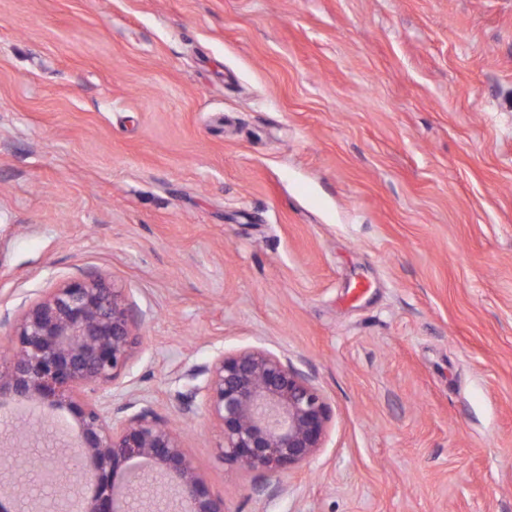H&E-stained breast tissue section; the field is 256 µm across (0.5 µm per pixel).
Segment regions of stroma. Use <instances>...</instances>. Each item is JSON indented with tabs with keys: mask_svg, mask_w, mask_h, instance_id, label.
Wrapping results in <instances>:
<instances>
[{
	"mask_svg": "<svg viewBox=\"0 0 512 512\" xmlns=\"http://www.w3.org/2000/svg\"><path fill=\"white\" fill-rule=\"evenodd\" d=\"M84 275L224 512H512V0H0V346ZM252 348L332 414L273 477L181 409Z\"/></svg>",
	"mask_w": 512,
	"mask_h": 512,
	"instance_id": "stroma-1",
	"label": "stroma"
}]
</instances>
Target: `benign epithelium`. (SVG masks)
Instances as JSON below:
<instances>
[{
    "instance_id": "benign-epithelium-1",
    "label": "benign epithelium",
    "mask_w": 512,
    "mask_h": 512,
    "mask_svg": "<svg viewBox=\"0 0 512 512\" xmlns=\"http://www.w3.org/2000/svg\"><path fill=\"white\" fill-rule=\"evenodd\" d=\"M125 289L103 278L63 283L17 320L0 366V396L65 407L76 424L66 471L52 450L37 455L39 476L61 487L94 486L74 512H224L187 458L179 434L148 407L123 419L97 393L120 385L139 343ZM204 397L228 466L270 474L299 468L323 447L331 410L324 395L288 364L262 349L219 353L192 378ZM20 463L0 450V512H22Z\"/></svg>"
}]
</instances>
